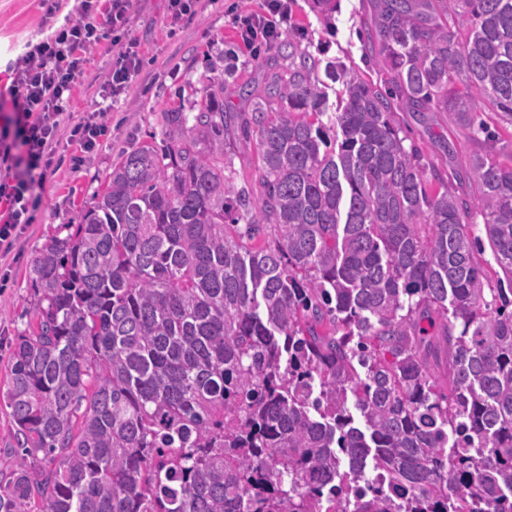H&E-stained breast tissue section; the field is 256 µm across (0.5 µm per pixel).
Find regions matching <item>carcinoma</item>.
Returning a JSON list of instances; mask_svg holds the SVG:
<instances>
[{"label":"carcinoma","instance_id":"cac0c4a2","mask_svg":"<svg viewBox=\"0 0 512 512\" xmlns=\"http://www.w3.org/2000/svg\"><path fill=\"white\" fill-rule=\"evenodd\" d=\"M440 2L382 0L393 91L345 80L335 149L294 49L242 88L241 123L221 83L122 154L30 264L0 512H512V163L473 155L465 199L391 103L484 133L475 100L512 118V0ZM238 130L257 135L258 219L224 166ZM477 215L505 287H485ZM365 457L400 500L353 496Z\"/></svg>","mask_w":512,"mask_h":512}]
</instances>
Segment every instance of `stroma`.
Segmentation results:
<instances>
[{
  "mask_svg": "<svg viewBox=\"0 0 512 512\" xmlns=\"http://www.w3.org/2000/svg\"><path fill=\"white\" fill-rule=\"evenodd\" d=\"M248 9L249 0H198L192 22L177 30L164 23L167 0H143L133 14L132 30L141 41L142 66L120 99L104 117L106 133L100 146L87 155L77 144L61 142L60 163L47 173L32 210L33 222L10 253L0 254V386L7 379V361L16 336L33 310L28 270L33 257L60 231L77 224L93 196L104 187L107 174L122 152L151 137L160 136L162 114L172 109L197 112L211 82L224 84V110L247 111L239 96L242 86H257L288 69V45H301L317 61L315 77L325 97L320 122L328 136H335V114L342 105L343 85L331 79L332 62L368 83L384 85L389 76L369 48L366 32L374 19L376 0H295L289 39L273 48L251 53L239 47L231 23L233 6ZM51 21L40 0H0V87L7 82L8 62L25 44L40 39ZM112 64V45L104 40L89 54L84 74L76 83L71 107L75 116L98 109L105 96L102 85ZM490 135L455 122L445 112H399V122L409 142L421 151L427 166L437 168L450 187L466 193L458 177L466 171L470 155L487 151L499 159L512 154V121L475 105ZM81 164H73L75 155ZM224 162L235 188L253 186L258 165L255 137L230 139Z\"/></svg>",
  "mask_w": 512,
  "mask_h": 512,
  "instance_id": "obj_1",
  "label": "stroma"
}]
</instances>
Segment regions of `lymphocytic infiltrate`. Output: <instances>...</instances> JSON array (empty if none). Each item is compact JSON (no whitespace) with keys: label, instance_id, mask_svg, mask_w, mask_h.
Wrapping results in <instances>:
<instances>
[{"label":"lymphocytic infiltrate","instance_id":"1","mask_svg":"<svg viewBox=\"0 0 512 512\" xmlns=\"http://www.w3.org/2000/svg\"><path fill=\"white\" fill-rule=\"evenodd\" d=\"M132 5L133 0H80L59 27L8 63L17 141L0 139V157L8 162L0 178L1 248H11L32 222L33 189L53 164L58 129L70 120L72 89L90 50L105 38L116 48L104 82L110 96H120L138 74L141 43L129 32ZM291 16V0H258L255 8L235 13L232 25L246 48L269 47L287 31Z\"/></svg>","mask_w":512,"mask_h":512}]
</instances>
